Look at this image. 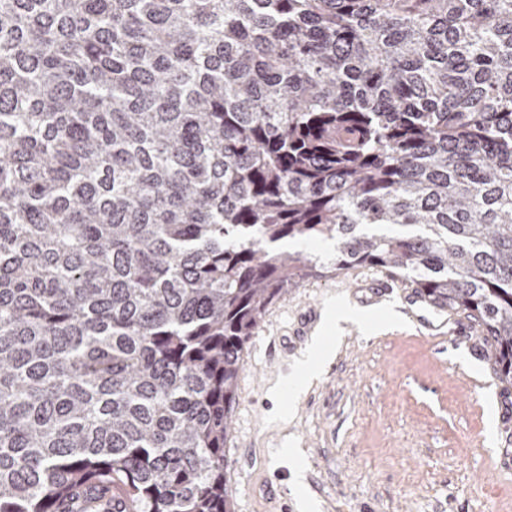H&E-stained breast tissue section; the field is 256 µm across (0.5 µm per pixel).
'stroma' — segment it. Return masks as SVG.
<instances>
[{
	"mask_svg": "<svg viewBox=\"0 0 512 512\" xmlns=\"http://www.w3.org/2000/svg\"><path fill=\"white\" fill-rule=\"evenodd\" d=\"M387 271L306 279L272 305L245 355L225 449L236 512H512V386L457 311L417 299ZM361 318L324 331L329 308ZM327 352L293 395L300 361ZM295 451L294 458L283 455Z\"/></svg>",
	"mask_w": 512,
	"mask_h": 512,
	"instance_id": "35a3bbf8",
	"label": "stroma"
}]
</instances>
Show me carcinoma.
Here are the masks:
<instances>
[{"instance_id":"cac0c4a2","label":"carcinoma","mask_w":512,"mask_h":512,"mask_svg":"<svg viewBox=\"0 0 512 512\" xmlns=\"http://www.w3.org/2000/svg\"><path fill=\"white\" fill-rule=\"evenodd\" d=\"M357 265L512 385V0H0V512H235L251 339Z\"/></svg>"}]
</instances>
